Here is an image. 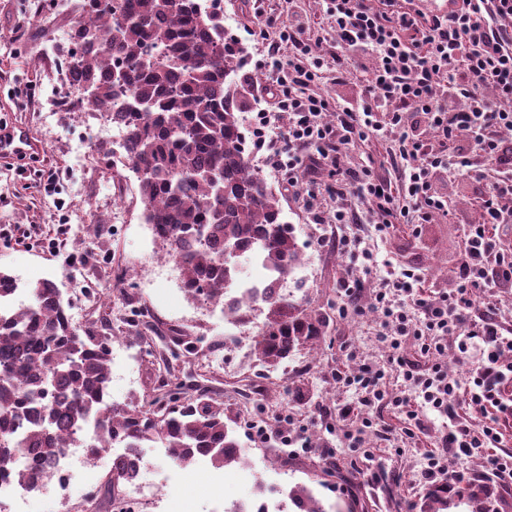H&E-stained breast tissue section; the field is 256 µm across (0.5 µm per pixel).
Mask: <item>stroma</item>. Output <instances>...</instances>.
Instances as JSON below:
<instances>
[{"mask_svg":"<svg viewBox=\"0 0 512 512\" xmlns=\"http://www.w3.org/2000/svg\"><path fill=\"white\" fill-rule=\"evenodd\" d=\"M44 2L46 7L40 10L34 0H0V125H26L37 142L31 156L0 157V270L16 278L20 302L27 301V289L36 281L56 282L64 301L78 306L73 324L79 328L99 315L98 305L87 304L74 292L73 274L79 270L86 273L87 293L109 292L116 298L125 294L136 306L152 309L163 329L177 330L194 346V375L219 390L231 409H238L235 393L253 379V361L225 351L223 316L208 314L158 268L162 246L144 219L135 172L124 168L121 186H114L111 155L92 150L102 123L99 114L52 109L59 60L50 48L68 28L71 16L58 14L54 0ZM223 3L224 28L247 51L246 69L254 77L251 101L269 95L273 80L260 65L263 54L253 34L256 13L262 10L283 23L306 15L312 35L319 38L313 53L328 59L316 92L346 106H359L358 78L340 85L333 79L336 41L327 33L320 0ZM346 154L356 165L373 161L380 179L398 184L399 171L385 139L354 142ZM260 173L277 194L283 219L302 254L296 274L303 288L295 297L320 308L329 320L321 351H301L277 370L274 384L260 388L252 400L257 407L287 405L290 428L298 438L282 454L277 440L259 443L248 432L238 431L244 460L220 470L203 458L177 464L162 443H154L144 451L145 464L161 490L137 512H224L225 499L247 502L259 492H285L297 485L312 489L326 512L417 510L427 492L417 480L419 461L445 431L446 421L427 414L424 434L395 442L370 466L363 461L362 449L350 447L340 432L329 428L337 405L352 396L337 382L336 371H356L364 359L386 361L375 338L377 320L367 314L340 317L345 258L336 248L335 234L328 226L312 223L300 192L289 187L287 177H274L265 167ZM448 203L450 216L438 215L426 224H397L386 233L370 231L376 265L363 279L365 293H372L378 276L405 268L419 269L432 295L448 291L463 251L464 226L479 217L477 198L465 177L449 180ZM85 224L100 225L98 236L87 238L81 231ZM111 350V400L147 405L158 385V363L146 354L144 344L132 339L112 344ZM302 383L310 396L298 401L293 390ZM111 468V454H102L75 472L65 496L41 495L27 504V512H83L82 504L93 492L100 495L97 512H124V500L104 494ZM481 501L491 512H512V494L489 493L483 482L449 494L444 512H476Z\"/></svg>","mask_w":512,"mask_h":512,"instance_id":"35a3bbf8","label":"stroma"}]
</instances>
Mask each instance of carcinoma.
<instances>
[{
	"mask_svg": "<svg viewBox=\"0 0 512 512\" xmlns=\"http://www.w3.org/2000/svg\"><path fill=\"white\" fill-rule=\"evenodd\" d=\"M80 0L60 67L72 105L119 117L132 169L138 175L146 223L184 276L195 301L230 304L242 326L267 310L254 337V354L277 370L303 348L324 340L320 310L277 288L257 296L236 287L238 258L255 253L263 267L286 279L301 264L279 200L249 160L243 131L253 76L246 53L224 30L221 16L197 0ZM125 70L118 85L114 72ZM90 88L85 97L78 91ZM16 279L0 271V477L21 486L46 479L26 461L51 460L67 448L95 459L115 444L136 455L160 441L183 464L207 457L216 468L240 462L237 415L212 389L186 392L178 377L145 409L110 400L112 321L109 306L78 330L65 314L57 284L40 280L28 302L13 307ZM134 478L126 460L112 459L107 493ZM299 512H326L305 486L288 491ZM448 507V487L433 488L421 512Z\"/></svg>",
	"mask_w": 512,
	"mask_h": 512,
	"instance_id": "obj_1",
	"label": "carcinoma"
}]
</instances>
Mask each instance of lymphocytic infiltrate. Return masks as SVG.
<instances>
[{"label":"lymphocytic infiltrate","mask_w":512,"mask_h":512,"mask_svg":"<svg viewBox=\"0 0 512 512\" xmlns=\"http://www.w3.org/2000/svg\"><path fill=\"white\" fill-rule=\"evenodd\" d=\"M330 32L341 53L336 80L345 82L353 53L368 52L373 71L361 82L360 108L333 105L310 87L324 62L312 53L303 18L280 25L265 16L256 31L274 65L273 109L253 118V135L264 161L274 170L295 171L305 150L336 170L337 205L308 194L305 206L316 224H362L365 214L347 207L345 195L362 196L379 223L425 224L447 213L440 174L466 177L480 200V219L467 225L462 259L449 293L426 295L416 269L390 274L378 283L368 307L379 316L377 340L389 365L399 368L402 388L389 396L387 373L363 364L344 384L357 396L336 410L343 438L361 447L373 426L370 412L383 403L404 409L405 438L421 430V409L449 421L448 429L421 462L419 481L446 484L457 492L475 474L449 467L450 458L479 456L486 478L512 492V451L506 447L503 416L512 415V326L506 325L496 290L512 289V0H460L446 15L425 12L418 0H324ZM287 65H280L281 50ZM288 117L276 133L274 114ZM435 133L421 138L420 126ZM386 131L392 159L404 160L402 187L377 178L367 166L342 167V148ZM456 350L463 377L443 364ZM388 365V366H389ZM475 407V422L459 420L461 405Z\"/></svg>","instance_id":"1"}]
</instances>
